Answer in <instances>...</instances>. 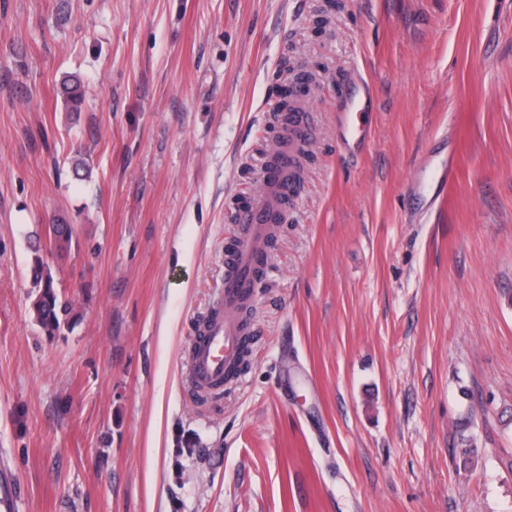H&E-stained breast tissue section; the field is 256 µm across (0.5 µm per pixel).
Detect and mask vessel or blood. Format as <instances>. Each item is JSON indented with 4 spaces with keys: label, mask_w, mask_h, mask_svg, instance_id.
<instances>
[{
    "label": "vessel or blood",
    "mask_w": 512,
    "mask_h": 512,
    "mask_svg": "<svg viewBox=\"0 0 512 512\" xmlns=\"http://www.w3.org/2000/svg\"><path fill=\"white\" fill-rule=\"evenodd\" d=\"M307 137L302 116L292 113L281 126L275 161L266 164L258 194L240 210L237 222L242 227L235 252L224 269L219 299L196 330L188 359V378L192 389L208 399L221 396L224 380L247 343V331L240 310L252 298L255 272L266 250L272 224L284 219L292 185L288 178L297 144ZM17 491L9 473L0 474V512H16Z\"/></svg>",
    "instance_id": "vessel-or-blood-1"
}]
</instances>
